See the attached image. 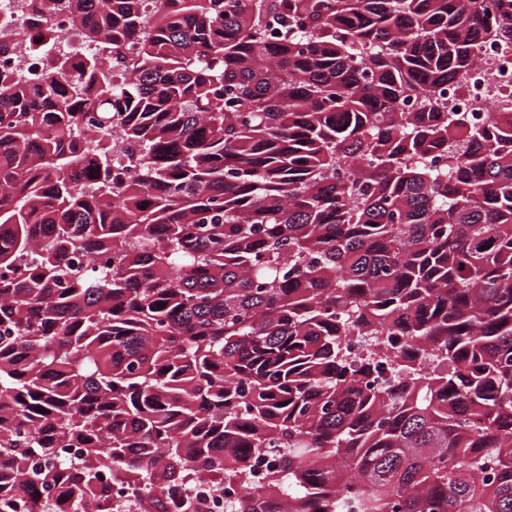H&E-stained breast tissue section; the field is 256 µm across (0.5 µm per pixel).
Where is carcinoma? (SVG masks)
I'll return each mask as SVG.
<instances>
[{
	"label": "carcinoma",
	"mask_w": 512,
	"mask_h": 512,
	"mask_svg": "<svg viewBox=\"0 0 512 512\" xmlns=\"http://www.w3.org/2000/svg\"><path fill=\"white\" fill-rule=\"evenodd\" d=\"M18 2L133 49L0 73V512H202L272 449L227 512H512V126L445 99L512 0ZM274 453L260 457L253 462L251 472L244 481L224 480L219 490L206 478H198L197 482L190 485L187 491L190 493L202 492L208 498L207 512H225L224 505L228 500H233L245 494L246 491L260 489L265 483L266 477L275 462Z\"/></svg>",
	"instance_id": "carcinoma-1"
}]
</instances>
